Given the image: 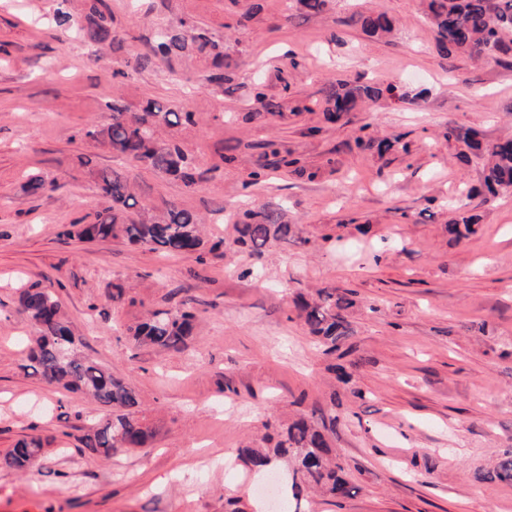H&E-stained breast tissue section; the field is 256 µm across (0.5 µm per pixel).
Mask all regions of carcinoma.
Wrapping results in <instances>:
<instances>
[{"instance_id":"obj_1","label":"carcinoma","mask_w":512,"mask_h":512,"mask_svg":"<svg viewBox=\"0 0 512 512\" xmlns=\"http://www.w3.org/2000/svg\"><path fill=\"white\" fill-rule=\"evenodd\" d=\"M425 14L430 19L439 46L448 54L460 52L472 59L497 54L512 66V0H423ZM84 19L77 27V35L87 46L101 51L115 42L112 27V9L109 0H84ZM351 22L363 32L382 38L392 32L393 19L379 10L357 13ZM200 57L217 70L224 67V48L216 42L208 29L180 21V28H163L155 32L148 51L136 52L125 61V67L137 72L156 59L166 64L184 62ZM406 100V94H396V88L338 83L329 95L331 108L325 113L329 122H337L354 110L358 104L382 98ZM110 113L101 123L84 130L83 136L105 146L130 162L168 176L178 178L183 186L194 190L201 179L196 172L193 157L182 147L177 133L192 123V114L179 112L157 101H148L139 110L112 101ZM448 142H461L468 149L484 152L488 162L483 171V186L494 194L500 189L512 188V139L483 144L470 129L450 125L445 133ZM361 150L382 155L394 144L362 136L356 139ZM264 154L280 158L286 166L298 173L305 172L297 158L281 154L277 144H263ZM88 177L99 194L112 201V206L95 214L90 224H76L66 230L69 237L81 240L106 241L122 238L132 245H140L167 255L213 253L224 242L206 245L201 236V218L194 212L175 206L146 207L139 204L132 183L124 175L107 168L92 165V159L83 158ZM468 203L459 200L458 218L449 228L460 237L473 233L477 222L473 214H466ZM236 242L256 254L273 242L286 243L294 238L292 225L284 221V209L271 206L259 211L243 213L235 225ZM353 301L347 293L335 288H319L308 300L303 294L295 299L297 318L303 321L309 335L323 352L342 359L354 352L349 343L354 334L344 315ZM20 310L37 327L38 333L30 341L27 368L49 386H61L69 391H80L111 413L98 422L92 433L82 438V444L91 454L105 458L118 452L144 447L153 437V429L140 415V397L137 391L122 379L84 356L80 341L65 319L58 297L33 283L19 294ZM196 316L188 303L173 309H155L147 312L145 320L129 328L136 345L151 346L161 351L181 352L195 334ZM264 445H246L239 449L237 459L256 473L285 462L286 487L295 501V512L313 494H321L336 502L352 495L353 486L346 478V463L331 448L326 426L299 414L276 427V435H265ZM43 451L39 437L21 439L13 448L0 455V469L25 471ZM490 478L512 485V449L498 458Z\"/></svg>"}]
</instances>
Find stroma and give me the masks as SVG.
Masks as SVG:
<instances>
[{
	"label": "stroma",
	"instance_id": "35a3bbf8",
	"mask_svg": "<svg viewBox=\"0 0 512 512\" xmlns=\"http://www.w3.org/2000/svg\"><path fill=\"white\" fill-rule=\"evenodd\" d=\"M119 41L95 54L56 25L57 0H0V454L26 436L45 441L25 472L0 470V512H224L231 497L263 504L268 474L226 468L264 423L335 410L331 436L356 488L306 512H512V485L487 479L512 448V189L471 200L469 237L448 229L462 189L479 186L482 158L459 157L448 125L484 142L512 138V68L446 54L419 0H110ZM382 9L389 40L348 19ZM209 29L230 66L221 80L200 61L153 62L125 72L160 27ZM408 92L337 123L323 119L337 81ZM282 102L262 115L254 87ZM191 112L181 134L203 174L194 192L83 138L113 99ZM393 141L380 155L357 137ZM275 140L305 174L264 158ZM129 176L139 201L204 217L220 254L165 257L121 240L64 237L107 206L79 160ZM263 179L247 185L249 173ZM46 189L27 195L29 176ZM283 205L300 241L262 255L234 244L243 209ZM133 302L112 304L113 283ZM59 298L82 351L137 390L155 437L105 459L81 444L107 408L46 385L26 369L36 329L18 286ZM350 291L356 348L351 380L332 370L294 318L296 289ZM192 301L188 348L162 353L131 342L147 310ZM338 394L330 402V394Z\"/></svg>",
	"mask_w": 512,
	"mask_h": 512
}]
</instances>
